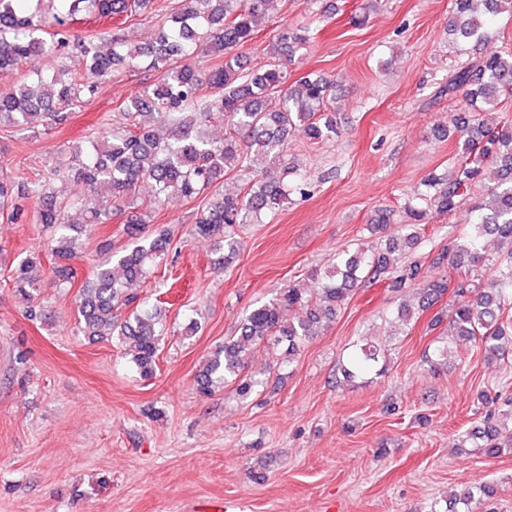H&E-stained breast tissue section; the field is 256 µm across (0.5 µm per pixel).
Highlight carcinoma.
Returning a JSON list of instances; mask_svg holds the SVG:
<instances>
[{
  "label": "carcinoma",
  "mask_w": 512,
  "mask_h": 512,
  "mask_svg": "<svg viewBox=\"0 0 512 512\" xmlns=\"http://www.w3.org/2000/svg\"><path fill=\"white\" fill-rule=\"evenodd\" d=\"M17 2L0 0L1 73L18 70L33 56H61L72 43L80 48L86 68L100 76L120 66L135 68L143 59L157 73L152 84L121 105V120L113 122L105 136L75 150L86 193L68 197L40 183L20 182L0 170V212L12 219L20 215V201L31 199L37 204V223L54 229L51 251L57 265L52 272L61 286L74 283L77 277L71 264L76 258V224H108L113 216L126 215L124 231L130 242L121 254L99 263L81 286L79 326L90 336L131 341L135 370L151 377L160 330L151 315L134 310L123 318L121 310L143 306L131 286L146 278L169 245L167 234L146 233L152 211L174 198L211 197L194 233L215 238L220 257L214 265L227 266L241 246L238 227L264 212H275L289 195L304 194L305 182L299 175L287 180L294 169L286 167L282 179L250 180L238 193L226 194L221 179L247 167L253 152L280 158L298 126L316 142L336 135V120L328 112L333 83L314 73L288 82L277 60L291 52V44L307 41V36L291 31L267 45L273 62L262 70L245 72L239 49L256 38L258 22L277 12L281 0H179L146 40L134 44L129 34L115 33L106 48L97 35L71 31L67 20L84 13L125 21L146 7L147 0H49L50 18L42 11L44 0H37L29 13L17 11ZM500 6L501 0H455V11L463 17V40L482 38L481 9L492 12ZM51 20L56 30L48 32ZM198 57L222 62L202 70L190 63ZM206 87L211 94L203 93ZM499 88H512V51L475 60L451 76L448 93L460 95L466 107L453 126L467 134L451 173L429 177L414 189L407 223L400 225L398 233L386 234L393 213L378 211L373 220V231L381 234L377 243L337 253L323 272L317 294L290 286L249 311L240 335L225 342L198 374L200 391L207 393L231 382L240 397L250 396L261 384L245 374L254 346L286 340L291 354L318 335L322 320L336 316L353 292L384 280L398 289L419 281L421 265L409 259L407 252L418 244L427 212L446 213L461 207L486 163L498 169L500 184L485 203L473 208L463 233L439 255L438 263H447L446 271L420 289L419 308L428 310L452 285L462 297L449 315L455 335L478 342L488 361L503 360L512 353V320L502 317L505 305H512V124L470 115L496 111L494 94ZM92 94L94 87L72 76L65 65L52 75L37 72L0 90V124L49 129L65 122L67 112ZM211 118L224 123V138L217 140L201 128ZM143 181L152 184L153 195L149 206L137 209L134 192ZM488 237L496 238L504 255L483 281L475 271L486 266ZM39 263L40 257L32 254L16 266L14 284L20 292L28 295L39 288L32 276ZM290 309L299 314L287 323L283 314ZM454 353L448 342L439 341L427 362L435 368L446 366ZM386 371L385 350L364 341L353 345L347 363L340 367L346 382L369 374L381 377ZM505 419L512 421V411H487L482 426L460 435L458 447L480 448L489 456L500 454ZM474 498L472 489L462 490L454 495L451 512H471Z\"/></svg>",
  "instance_id": "carcinoma-1"
}]
</instances>
